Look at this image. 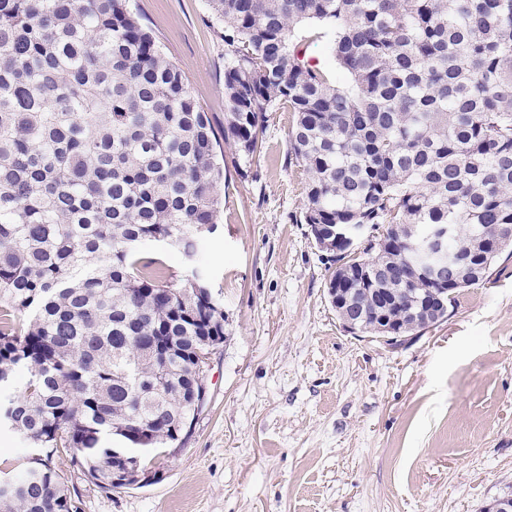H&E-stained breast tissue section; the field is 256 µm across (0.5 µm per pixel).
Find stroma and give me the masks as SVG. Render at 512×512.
<instances>
[{
	"label": "stroma",
	"instance_id": "obj_1",
	"mask_svg": "<svg viewBox=\"0 0 512 512\" xmlns=\"http://www.w3.org/2000/svg\"><path fill=\"white\" fill-rule=\"evenodd\" d=\"M216 132L224 39L208 0H130ZM271 113L240 177L224 155V206L198 262L224 304L207 403L153 484L91 483L52 464L78 512H485L512 495V255L404 344L350 333L300 218L307 175Z\"/></svg>",
	"mask_w": 512,
	"mask_h": 512
}]
</instances>
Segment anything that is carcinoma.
<instances>
[{"instance_id": "carcinoma-1", "label": "carcinoma", "mask_w": 512, "mask_h": 512, "mask_svg": "<svg viewBox=\"0 0 512 512\" xmlns=\"http://www.w3.org/2000/svg\"><path fill=\"white\" fill-rule=\"evenodd\" d=\"M224 23V142L245 177L269 113L295 114L303 222L390 225L354 280L357 331L416 336L481 282L417 276L433 224L491 266L512 250V0H209ZM328 38L341 88L309 61ZM218 134L129 0H0V423L30 445L0 475V512H77L50 462L72 452L96 485L132 448L181 441L224 343L197 263L217 231ZM181 253L186 271L136 247ZM110 436L130 447H105Z\"/></svg>"}]
</instances>
